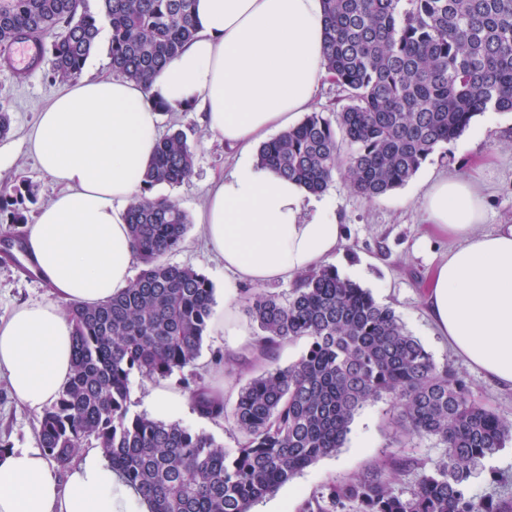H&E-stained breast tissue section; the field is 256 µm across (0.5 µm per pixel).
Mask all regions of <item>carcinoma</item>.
Wrapping results in <instances>:
<instances>
[{
  "instance_id": "obj_1",
  "label": "carcinoma",
  "mask_w": 512,
  "mask_h": 512,
  "mask_svg": "<svg viewBox=\"0 0 512 512\" xmlns=\"http://www.w3.org/2000/svg\"><path fill=\"white\" fill-rule=\"evenodd\" d=\"M194 0H0V58L17 39L45 48L53 80L79 76L107 38L112 72L148 82L197 34ZM325 61L343 93L331 119L310 112L264 142L257 161L312 193L338 172L367 198L405 185L441 144L487 112H512V0H324ZM351 151L341 153L340 141ZM195 154L187 134L163 135L128 208L143 264L111 300L70 303L73 375L37 419L39 448L65 468L80 447L103 450L150 512H251L346 442L354 413L389 397L397 432L433 438L439 460L400 456L323 485L302 512H512V499L479 498L470 478L512 438V422L440 367L396 312L333 266L302 275L288 296L253 293L256 359L268 366L232 406L210 388L190 390L194 410L238 432L230 450L209 434L130 412V380L193 373L214 301L210 280L167 256L184 241L188 213L146 194L185 181ZM29 182L0 190L5 236L21 238ZM306 350L272 365L284 342ZM415 473L413 486L397 487Z\"/></svg>"
}]
</instances>
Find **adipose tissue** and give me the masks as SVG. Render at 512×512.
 <instances>
[{"label": "adipose tissue", "instance_id": "ef3b65f1", "mask_svg": "<svg viewBox=\"0 0 512 512\" xmlns=\"http://www.w3.org/2000/svg\"><path fill=\"white\" fill-rule=\"evenodd\" d=\"M195 16L196 38L150 84L84 79L38 115L29 146L59 191L25 238L53 298L0 317V378L32 411L49 407L72 375L65 304L110 300L133 279L127 210L156 150L155 98L192 105L210 133L239 149L197 216L236 283L293 279L341 248L339 225L324 210L308 213L311 192L253 156L315 103L327 76L323 0H195ZM422 210L453 242L428 286L430 316L457 354L512 386V224L484 231V190L463 175L437 178ZM0 512L149 508L101 449H85L62 474L29 448L0 451Z\"/></svg>", "mask_w": 512, "mask_h": 512}]
</instances>
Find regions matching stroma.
<instances>
[{
  "label": "stroma",
  "instance_id": "stroma-1",
  "mask_svg": "<svg viewBox=\"0 0 512 512\" xmlns=\"http://www.w3.org/2000/svg\"><path fill=\"white\" fill-rule=\"evenodd\" d=\"M49 68V61H42L21 82L0 68V104L12 116L11 132L0 140V187L21 179L31 181L35 201L29 204L28 215L32 218L54 196L56 186L39 170L29 149V138L39 110L68 88L67 83L47 78ZM161 127L187 130L196 144L194 171L189 179L176 186H157L153 193L177 202L191 219L183 244L169 254L168 260L194 267L213 284L215 303L195 370L207 387L222 389L224 401L230 405L241 386L261 368L260 363L247 359L249 346L257 342L259 331L244 311V292L225 287L224 264L207 250L195 218L211 177L229 172L237 151L207 136L199 115L192 110L163 114ZM470 172L476 173L486 189L484 230L512 224V112L475 118L458 139L438 146L403 187L385 196L368 199L337 175L322 197L344 230V243L334 261L338 272L370 290L378 303L392 307L439 366L448 368L475 396L512 422V388L499 386L455 354L426 311L427 286L448 250V241L423 221L424 178L430 173ZM50 298L42 279L29 277L13 263L0 261V317L8 316L20 304ZM219 353L233 360L232 371L214 364ZM392 416L389 398L367 403L355 413L347 441L336 455L305 469L256 503L252 512H300L304 502L325 483L363 472L396 451L423 459L442 454V446L430 438H414L398 445ZM37 418L36 412L19 406L0 381V444L36 447ZM470 486L479 497L512 498V440L483 461Z\"/></svg>",
  "mask_w": 512,
  "mask_h": 512
}]
</instances>
